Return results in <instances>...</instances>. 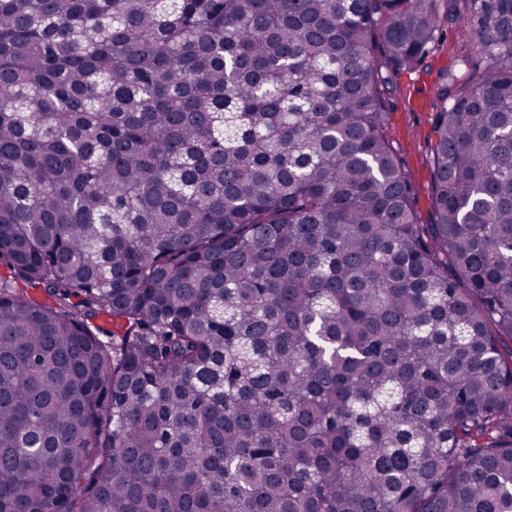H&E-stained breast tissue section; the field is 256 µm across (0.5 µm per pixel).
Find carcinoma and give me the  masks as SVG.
I'll return each mask as SVG.
<instances>
[{"label":"carcinoma","instance_id":"obj_1","mask_svg":"<svg viewBox=\"0 0 512 512\" xmlns=\"http://www.w3.org/2000/svg\"><path fill=\"white\" fill-rule=\"evenodd\" d=\"M0 260V512H512V0H0ZM466 48L454 24L445 23L423 62L400 75L387 97L385 131L415 184L421 224L432 219L430 148L436 137L433 101L439 74L446 72Z\"/></svg>","mask_w":512,"mask_h":512}]
</instances>
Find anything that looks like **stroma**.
<instances>
[{
	"instance_id": "1",
	"label": "stroma",
	"mask_w": 512,
	"mask_h": 512,
	"mask_svg": "<svg viewBox=\"0 0 512 512\" xmlns=\"http://www.w3.org/2000/svg\"><path fill=\"white\" fill-rule=\"evenodd\" d=\"M465 49L454 26H443L423 62L415 70L400 75L387 97L385 131L415 184L416 209L424 224L432 219L430 148L435 141L436 87L440 74L446 72Z\"/></svg>"
}]
</instances>
